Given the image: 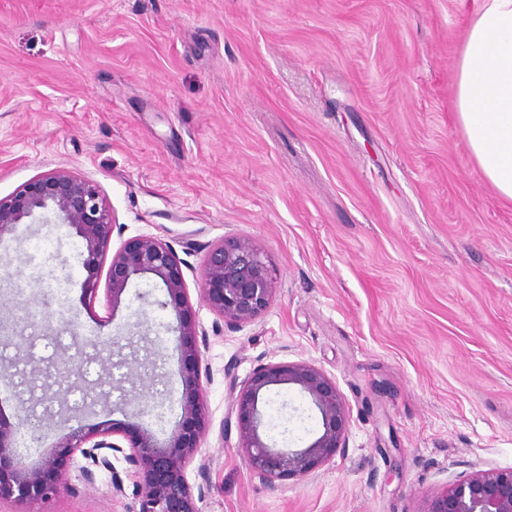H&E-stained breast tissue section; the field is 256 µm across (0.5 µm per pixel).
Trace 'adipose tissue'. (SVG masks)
Segmentation results:
<instances>
[{"instance_id":"1","label":"adipose tissue","mask_w":512,"mask_h":512,"mask_svg":"<svg viewBox=\"0 0 512 512\" xmlns=\"http://www.w3.org/2000/svg\"><path fill=\"white\" fill-rule=\"evenodd\" d=\"M456 112L482 177L512 201V0H479L456 61Z\"/></svg>"}]
</instances>
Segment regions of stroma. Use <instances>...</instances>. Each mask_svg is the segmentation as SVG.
<instances>
[{
    "mask_svg": "<svg viewBox=\"0 0 512 512\" xmlns=\"http://www.w3.org/2000/svg\"><path fill=\"white\" fill-rule=\"evenodd\" d=\"M469 14L467 0H0V198L71 169L123 225L111 249L154 235L184 262L207 411L185 469L200 512H420L447 483L512 467V202L457 122ZM227 236L264 251L276 288L239 329L197 287ZM83 261L74 228L42 215L0 240V323L16 336L0 416L36 421L51 447L142 409L166 437L182 384L163 286L138 278L115 305L102 267L91 298ZM113 336L109 368L90 341ZM73 357L81 375H57ZM300 361L335 380L348 436L304 480L270 487L224 427L231 384ZM259 407L274 447L318 432L296 386ZM84 464L68 456L34 512H136L123 457L91 483Z\"/></svg>",
    "mask_w": 512,
    "mask_h": 512,
    "instance_id": "obj_1",
    "label": "stroma"
}]
</instances>
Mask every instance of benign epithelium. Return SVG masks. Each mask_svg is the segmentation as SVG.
<instances>
[{
	"label": "benign epithelium",
	"mask_w": 512,
	"mask_h": 512,
	"mask_svg": "<svg viewBox=\"0 0 512 512\" xmlns=\"http://www.w3.org/2000/svg\"><path fill=\"white\" fill-rule=\"evenodd\" d=\"M38 211L52 213L59 224H69L82 239L87 252L83 265L89 274L84 292H97V268L107 257L113 235H122L124 225L113 221L98 187L67 168H56L0 198V240ZM182 261L173 248L158 236L143 235L126 240L112 254L107 291L112 307H117L130 281L152 276L160 281L167 299L160 309L171 312L177 322L183 385L180 412L173 421L168 439L160 442L138 419L145 410L133 414L134 422L117 429L107 424L73 429L58 447L78 450L89 461L88 480L94 470L112 472V485L122 481L112 465V456L121 453L125 461L142 473L138 487L137 512H199L185 467L197 454L205 431L200 349ZM199 288L213 311L224 323L242 327L254 322L271 305L275 288L264 253L245 237L224 238L208 246L203 259ZM295 385L306 393L321 417V430L304 448H274L260 433L259 401L273 386ZM231 411L235 413L238 449L249 469L271 485L283 479H302L336 455L343 447L349 424V409L336 383L321 369L306 362L269 363L257 368L239 385ZM18 428L0 417V498L8 496L33 503L51 493L56 482L47 478L59 472L61 454H46L38 467L27 471L9 470L15 455L14 433ZM120 435L129 443V452L111 440ZM419 512H512V468L478 471L444 487L424 500Z\"/></svg>",
	"instance_id": "benign-epithelium-1"
}]
</instances>
